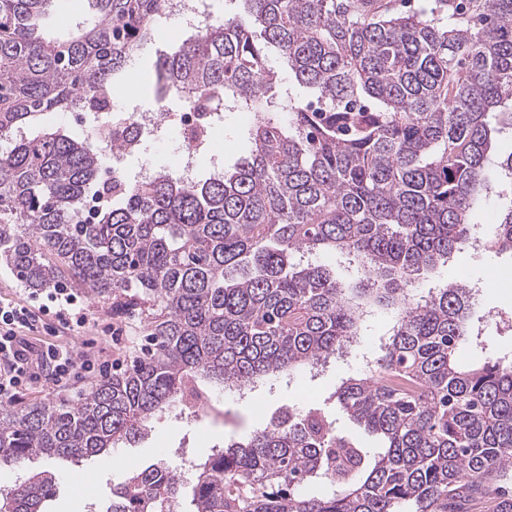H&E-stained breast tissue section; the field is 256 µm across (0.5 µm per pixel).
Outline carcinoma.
<instances>
[{"label":"carcinoma","mask_w":512,"mask_h":512,"mask_svg":"<svg viewBox=\"0 0 512 512\" xmlns=\"http://www.w3.org/2000/svg\"><path fill=\"white\" fill-rule=\"evenodd\" d=\"M56 0H0V259L35 291L72 284L139 311L136 356L72 404H0V465L77 463L144 441L210 391L253 389L347 355L367 318L393 321L331 399L365 446L321 407L231 436L191 478L169 459L112 481L108 512H463L512 471V358L462 367L480 344L474 290L421 292L420 271L467 249L469 226L512 153L493 144L512 113V0H237L159 57L170 89L252 112L249 152L186 185L169 169L139 185L99 179L114 132L90 141L41 123L92 110L161 0H88L94 23L57 42L39 21ZM277 55L288 78L271 65ZM29 138L18 139L22 126ZM112 206L91 220L92 192ZM496 236L512 250V183ZM360 273L346 288L319 257ZM323 485L328 492L310 495ZM52 470L0 492V512H46Z\"/></svg>","instance_id":"carcinoma-1"}]
</instances>
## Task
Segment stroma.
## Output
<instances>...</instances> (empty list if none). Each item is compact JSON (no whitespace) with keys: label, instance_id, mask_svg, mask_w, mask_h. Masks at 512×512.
<instances>
[{"label":"stroma","instance_id":"35a3bbf8","mask_svg":"<svg viewBox=\"0 0 512 512\" xmlns=\"http://www.w3.org/2000/svg\"><path fill=\"white\" fill-rule=\"evenodd\" d=\"M155 34L137 53L130 73H119L112 81V95L121 106L165 104L176 110L180 102L175 96L158 99L155 90L156 61L160 52L178 46L187 34L175 22H158ZM255 117L249 112L225 114L224 124L214 134V149L224 161L244 156L249 145L244 138ZM180 145L174 134L159 140L143 141L139 153L129 156L128 169L136 171L141 163L151 166L171 167L177 164ZM512 270V253L483 252L462 253L446 264L430 269L419 278L420 285L470 281L478 290L472 317L480 324L489 325L498 313H512V281H505L501 274ZM81 300L91 316L93 327L85 333L94 339L97 348L103 349L107 359L119 363L135 354L141 344V324L137 315H114L112 304L89 293H82ZM112 325L117 329L115 340H108L100 328ZM361 352L355 351L347 359L336 362L315 378L299 376L290 382L275 383L274 387L260 385L257 393L263 402L262 409H255L247 399L228 394L214 399V408L187 420L161 418L154 423V431L145 442L132 448H119L109 455L88 460L79 465L69 463L57 467L59 485L49 512H88L89 499L82 496L84 486L109 488L113 477L136 465H144L175 451H183L190 458L207 456L212 448L223 444L226 437H243L265 426L271 415L286 406L322 403L334 390L342 377L353 374L361 367ZM98 379L95 373L76 370L70 380L56 383L51 370L41 371L38 380L22 384L17 390L15 407L23 408L39 403L74 402L87 393Z\"/></svg>","mask_w":512,"mask_h":512}]
</instances>
